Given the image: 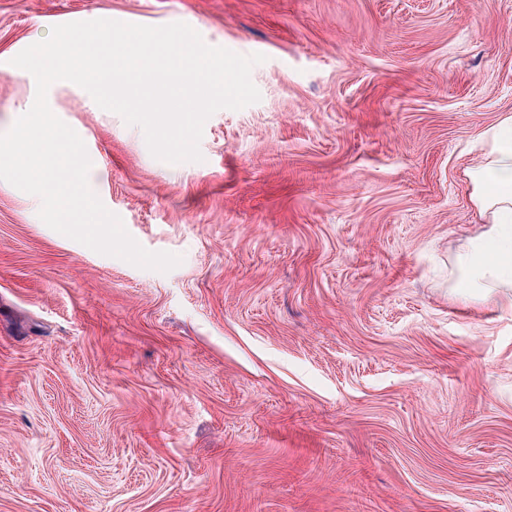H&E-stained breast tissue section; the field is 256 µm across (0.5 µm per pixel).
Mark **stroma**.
Instances as JSON below:
<instances>
[{"label":"stroma","instance_id":"stroma-1","mask_svg":"<svg viewBox=\"0 0 512 512\" xmlns=\"http://www.w3.org/2000/svg\"><path fill=\"white\" fill-rule=\"evenodd\" d=\"M95 19L263 54L261 99L208 118L205 167L53 91L103 204L182 262L0 181V512H512V310L448 291L512 0H0V61ZM35 93L0 70V134Z\"/></svg>","mask_w":512,"mask_h":512}]
</instances>
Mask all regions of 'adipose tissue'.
<instances>
[{"mask_svg": "<svg viewBox=\"0 0 512 512\" xmlns=\"http://www.w3.org/2000/svg\"><path fill=\"white\" fill-rule=\"evenodd\" d=\"M478 141L479 161L464 176L482 229L450 257L448 285L458 298L512 307V114L485 127Z\"/></svg>", "mask_w": 512, "mask_h": 512, "instance_id": "ef3b65f1", "label": "adipose tissue"}]
</instances>
